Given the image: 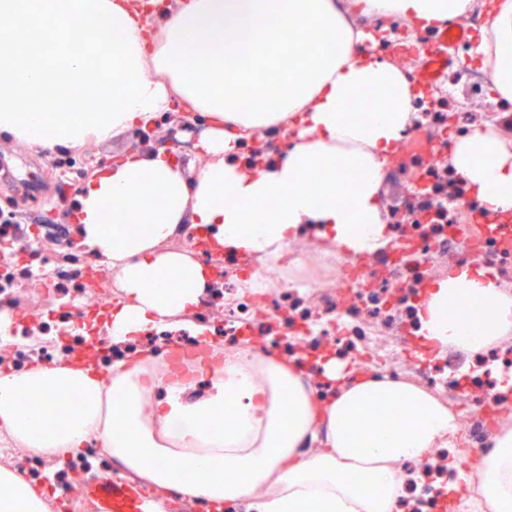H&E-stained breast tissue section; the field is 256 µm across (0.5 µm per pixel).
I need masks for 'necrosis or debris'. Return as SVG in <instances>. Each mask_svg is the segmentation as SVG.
Instances as JSON below:
<instances>
[{
	"instance_id": "necrosis-or-debris-1",
	"label": "necrosis or debris",
	"mask_w": 512,
	"mask_h": 512,
	"mask_svg": "<svg viewBox=\"0 0 512 512\" xmlns=\"http://www.w3.org/2000/svg\"><path fill=\"white\" fill-rule=\"evenodd\" d=\"M473 49L470 42L451 47L447 74L424 86L397 148L380 161L381 180L409 169L416 180L401 201L381 207L389 240L379 251H332L313 226L279 254L246 265L207 245L192 224L181 225L170 241L217 269L213 292L193 319L205 322L223 311L214 333L225 351L244 350L257 338L292 353H331L347 371L396 376L452 396L463 456L490 445L492 402L499 379L512 374V349L496 347L473 361L435 354L421 342L418 310L448 266L487 269L499 287L512 288V215H491L449 160L450 147L475 129H512L511 113L471 109V95L486 94L488 78L472 65ZM24 288L53 292L57 306L33 309L27 322L0 331V362L16 369L76 359L91 343L89 325L106 320L113 295L104 264L85 246L61 239L51 225L23 223L17 213L0 225V307ZM91 344L103 363L116 361L119 347L111 338Z\"/></svg>"
}]
</instances>
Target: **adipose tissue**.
Wrapping results in <instances>:
<instances>
[{"label":"adipose tissue","instance_id":"obj_1","mask_svg":"<svg viewBox=\"0 0 512 512\" xmlns=\"http://www.w3.org/2000/svg\"><path fill=\"white\" fill-rule=\"evenodd\" d=\"M366 12L421 25L464 15L472 0H357ZM493 83L512 100V0L492 20ZM85 36L81 53L72 43ZM335 0H182L159 33L131 0H0V132L29 144L106 142L182 100L209 116L207 158L187 173L160 151L98 168L78 198L77 235L107 265L120 296L107 327L133 341L190 327L209 286L168 241L182 224L225 250L282 251L308 224L352 254L387 243L379 160L417 95L373 58ZM372 94L385 106L361 112ZM285 124L287 150L258 176L236 154L242 132ZM452 161L488 209L512 207V144L475 130ZM433 347L469 356L512 337V293L483 270H449L420 313ZM214 337L185 365L143 349L102 366L0 369V433L25 450L70 458L88 437L156 490L231 512H407L413 490L456 488L458 414L423 388L372 373L343 378L322 362L328 393L274 350L217 357ZM80 394L79 405L58 403ZM467 460L476 512H512V423ZM318 450L305 454V444ZM0 512H48L31 483L0 467Z\"/></svg>","mask_w":512,"mask_h":512}]
</instances>
